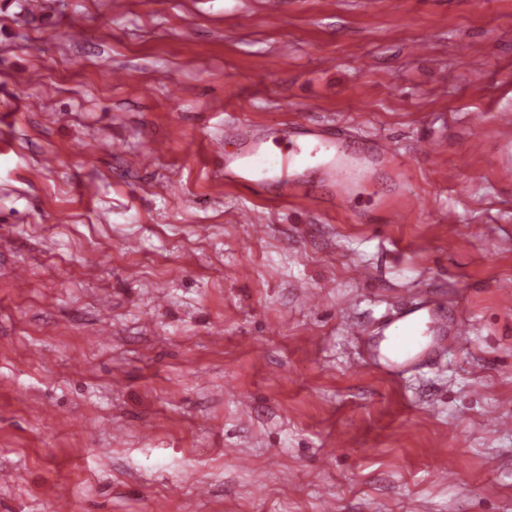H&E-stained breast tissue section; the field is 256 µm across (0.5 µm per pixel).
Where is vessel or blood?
I'll return each mask as SVG.
<instances>
[{
    "instance_id": "1",
    "label": "vessel or blood",
    "mask_w": 512,
    "mask_h": 512,
    "mask_svg": "<svg viewBox=\"0 0 512 512\" xmlns=\"http://www.w3.org/2000/svg\"><path fill=\"white\" fill-rule=\"evenodd\" d=\"M283 144L280 169L270 172L266 163V142L254 135H244L239 153L224 162V176L239 184L266 186L276 180L282 198L299 211H309L317 197L297 169L298 157L316 163L325 181L338 197H346L358 187L369 184L374 168L397 160L394 142L382 138L374 142L366 160L354 161L345 142L338 137L311 135L307 120L297 113L281 131ZM348 333L367 341L360 363L396 375L407 368L431 365L450 343L461 344L468 328L461 315H449L446 305L422 292L410 299L399 312L383 320L374 337H367L362 326L345 321Z\"/></svg>"
}]
</instances>
